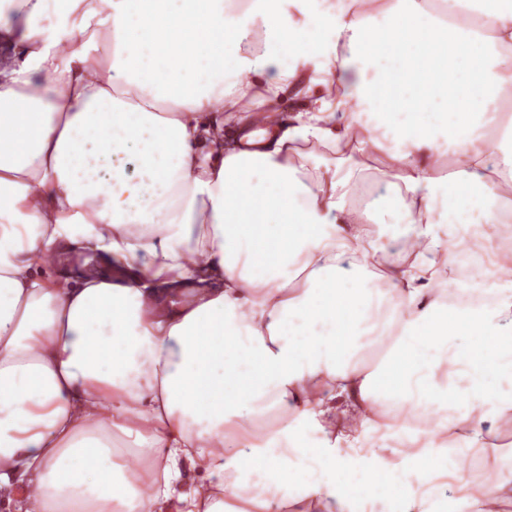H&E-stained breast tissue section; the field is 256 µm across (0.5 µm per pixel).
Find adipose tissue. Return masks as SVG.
<instances>
[{
  "label": "adipose tissue",
  "instance_id": "1",
  "mask_svg": "<svg viewBox=\"0 0 512 512\" xmlns=\"http://www.w3.org/2000/svg\"><path fill=\"white\" fill-rule=\"evenodd\" d=\"M11 2L0 495L27 512H160L173 497L179 512H353L384 475L393 512H506L512 236L489 282L464 245L512 219V0H248L233 18L224 0ZM49 9L55 35L37 23ZM189 15L206 41L178 52L184 81H160L146 33ZM291 88L307 110L253 149L255 119L281 121ZM374 154L397 188L386 247L342 176ZM72 248L100 253L104 274L63 287L54 259ZM374 301L389 342L344 361ZM460 360L452 389L437 374ZM401 370L425 378L420 394H378ZM260 399L281 425L252 424ZM389 402L390 440L370 446ZM449 456L464 490L413 491ZM183 457L203 477L178 495Z\"/></svg>",
  "mask_w": 512,
  "mask_h": 512
}]
</instances>
